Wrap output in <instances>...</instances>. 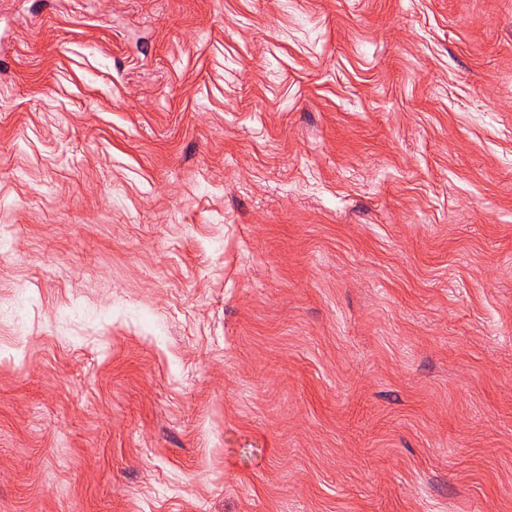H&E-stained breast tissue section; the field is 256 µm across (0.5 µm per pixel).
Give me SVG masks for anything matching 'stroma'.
<instances>
[{"mask_svg":"<svg viewBox=\"0 0 512 512\" xmlns=\"http://www.w3.org/2000/svg\"><path fill=\"white\" fill-rule=\"evenodd\" d=\"M0 512H512V0H0Z\"/></svg>","mask_w":512,"mask_h":512,"instance_id":"35a3bbf8","label":"stroma"}]
</instances>
